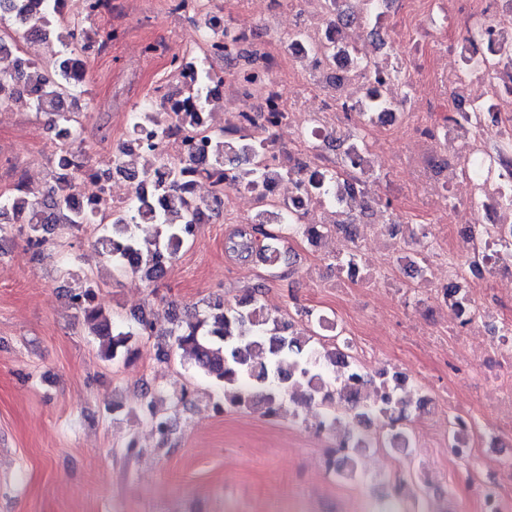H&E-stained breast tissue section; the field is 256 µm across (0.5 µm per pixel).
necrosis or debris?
Returning a JSON list of instances; mask_svg holds the SVG:
<instances>
[{
  "mask_svg": "<svg viewBox=\"0 0 512 512\" xmlns=\"http://www.w3.org/2000/svg\"><path fill=\"white\" fill-rule=\"evenodd\" d=\"M81 4L83 18L112 17L110 42H86L87 54L132 44L140 67L160 64L144 101L171 119L155 148L113 144L123 166L87 169L98 194L77 201L118 215L139 195L162 209L160 162H177L189 189L208 187L196 223L217 208L228 224L288 217L312 252L339 261L329 285L340 294L392 291L368 253L378 244L414 280L449 379L491 389L478 413L452 389L415 399L426 412L447 406L448 461L480 512H512V208L498 203L512 195V153L497 152L512 139V0H162L172 25L160 37L130 24L144 0ZM186 23L190 48L178 43ZM393 68L400 80L386 78ZM182 112L200 125L182 124ZM255 168L275 175L241 183ZM313 175L331 178L329 192L304 190ZM400 208L410 223L395 220ZM318 326L357 367L375 359L343 316Z\"/></svg>",
  "mask_w": 512,
  "mask_h": 512,
  "instance_id": "obj_1",
  "label": "necrosis or debris"
}]
</instances>
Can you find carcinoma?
<instances>
[{
	"label": "carcinoma",
	"mask_w": 512,
	"mask_h": 512,
	"mask_svg": "<svg viewBox=\"0 0 512 512\" xmlns=\"http://www.w3.org/2000/svg\"><path fill=\"white\" fill-rule=\"evenodd\" d=\"M15 19L21 35L28 41L42 33L60 41L65 51L55 67L33 62L28 74L0 72V106L5 103L1 91L10 88L18 93L33 95L36 111L48 116L49 129L58 140L56 165L62 173L52 174L53 184L37 199L19 191L0 200V234L18 227L27 245L38 254L48 243V234L60 230H79L97 223L96 208L76 210L71 206L82 169L92 166L82 147L75 110L82 91L80 85L86 73L87 56L80 50L84 41L98 37L84 29L75 35L78 24L60 19L48 12L30 17L24 0H18ZM140 118L148 127L136 126L132 135L146 136L149 147L166 134V117L158 112H142ZM181 170L169 168L168 181L162 191L169 197L170 211L155 217L150 234H138L136 221L147 210L145 201L105 224L95 244L121 273L138 274L156 282L166 273L163 262H174L193 228L195 206L184 196ZM262 238L243 230L230 239V249L247 258L252 255L274 266L287 257L284 237L257 230ZM97 283L84 278L70 290L76 318L99 339L102 359L113 361L134 353V338L156 333V325L145 316L136 318L137 326H121L112 315L96 303ZM261 288H249L235 302L226 304L221 298L207 302L195 319L172 324L161 332L171 339V346L192 357L198 372L215 385L224 388V400L236 407L264 409V415L279 414L286 398L295 389H303L307 398L330 407L336 396L342 395L324 380L326 368L336 364V350L314 348L311 338L288 335V323L263 311ZM146 422L161 440H168L174 430V419L158 408L164 401L161 393H145ZM408 406L398 400L385 398L374 411L391 421V445L407 453V432L400 422L407 417ZM359 448L333 460L332 468L341 479L357 475Z\"/></svg>",
	"instance_id": "obj_1"
}]
</instances>
